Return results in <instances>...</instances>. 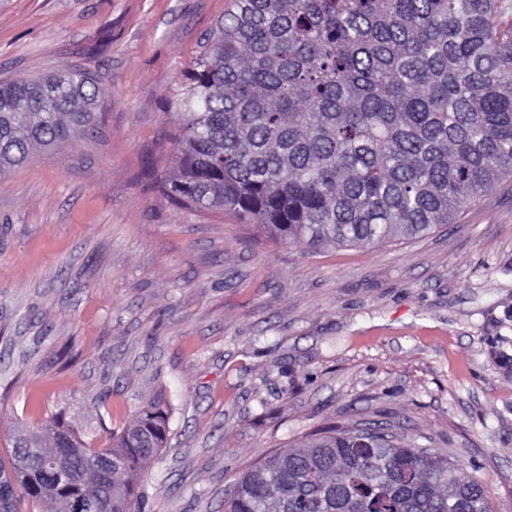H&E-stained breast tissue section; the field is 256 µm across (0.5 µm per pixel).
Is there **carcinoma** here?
<instances>
[{"mask_svg": "<svg viewBox=\"0 0 512 512\" xmlns=\"http://www.w3.org/2000/svg\"><path fill=\"white\" fill-rule=\"evenodd\" d=\"M178 206L231 213L315 250L422 237L512 179V0H231L182 74ZM96 75L0 82V175L99 121ZM368 431L366 443L355 436ZM169 411L97 448L60 417L0 458V512L112 490L143 512ZM224 512H494L455 463L382 428H321L235 484Z\"/></svg>", "mask_w": 512, "mask_h": 512, "instance_id": "carcinoma-1", "label": "carcinoma"}]
</instances>
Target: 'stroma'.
Instances as JSON below:
<instances>
[{
  "mask_svg": "<svg viewBox=\"0 0 512 512\" xmlns=\"http://www.w3.org/2000/svg\"><path fill=\"white\" fill-rule=\"evenodd\" d=\"M228 6L0 0V80L86 68L103 112L0 177V457L58 415L106 445L159 398L146 512H224L249 469L329 423L387 425L512 512V181L374 248L169 203L166 105Z\"/></svg>",
  "mask_w": 512,
  "mask_h": 512,
  "instance_id": "stroma-1",
  "label": "stroma"
}]
</instances>
